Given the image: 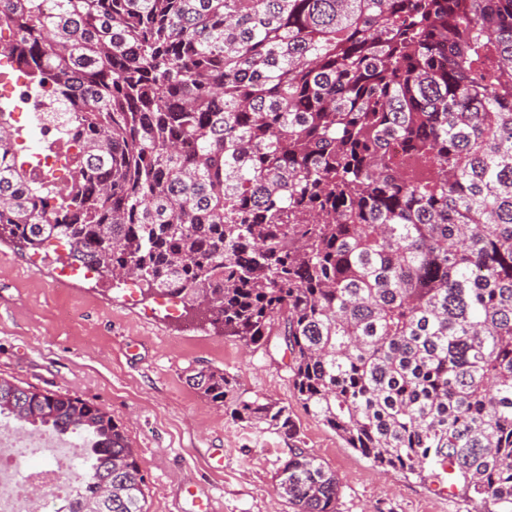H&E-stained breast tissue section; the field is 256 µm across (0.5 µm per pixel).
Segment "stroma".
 <instances>
[{"mask_svg": "<svg viewBox=\"0 0 512 512\" xmlns=\"http://www.w3.org/2000/svg\"><path fill=\"white\" fill-rule=\"evenodd\" d=\"M29 256L0 240V377L94 402L112 416L145 475L147 512H190L188 487L211 497L214 512H294L276 473L296 442L336 471L338 512H478L477 502L444 486L375 466L308 415L288 382L282 340L245 345L171 318L157 297L127 296L105 278L65 288L57 252L44 253L36 269ZM203 368L224 371L247 398L288 406L297 440L246 426L208 401L191 381Z\"/></svg>", "mask_w": 512, "mask_h": 512, "instance_id": "1", "label": "stroma"}]
</instances>
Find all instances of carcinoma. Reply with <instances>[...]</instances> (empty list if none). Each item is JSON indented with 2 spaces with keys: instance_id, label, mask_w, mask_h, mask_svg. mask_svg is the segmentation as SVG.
<instances>
[{
  "instance_id": "cac0c4a2",
  "label": "carcinoma",
  "mask_w": 512,
  "mask_h": 512,
  "mask_svg": "<svg viewBox=\"0 0 512 512\" xmlns=\"http://www.w3.org/2000/svg\"><path fill=\"white\" fill-rule=\"evenodd\" d=\"M2 57L79 152L63 190L31 175L0 110V229L208 303L246 345L283 337L297 400L349 447L512 512V0H0ZM191 380L297 437L224 372ZM1 416L89 435L55 512H146L110 415L1 378ZM277 478L336 512L307 449Z\"/></svg>"
}]
</instances>
